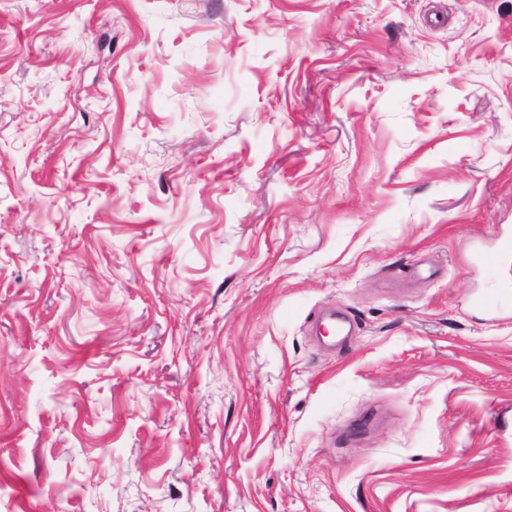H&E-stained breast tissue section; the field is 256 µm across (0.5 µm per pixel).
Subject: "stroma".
I'll list each match as a JSON object with an SVG mask.
<instances>
[{"instance_id": "stroma-1", "label": "stroma", "mask_w": 512, "mask_h": 512, "mask_svg": "<svg viewBox=\"0 0 512 512\" xmlns=\"http://www.w3.org/2000/svg\"><path fill=\"white\" fill-rule=\"evenodd\" d=\"M512 0H0V512H512ZM512 258V239L509 236L499 238L497 245L480 255L483 263L488 265H498L511 260Z\"/></svg>"}]
</instances>
